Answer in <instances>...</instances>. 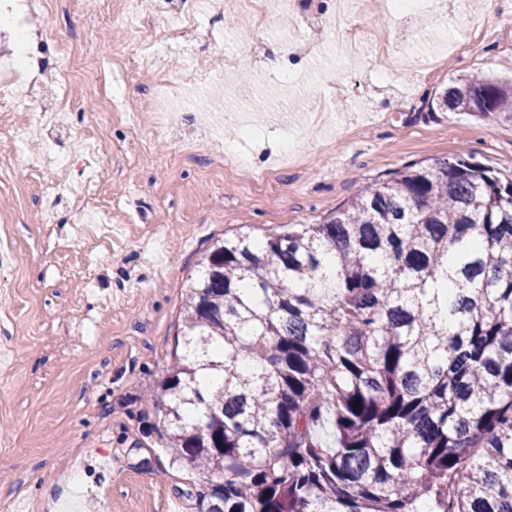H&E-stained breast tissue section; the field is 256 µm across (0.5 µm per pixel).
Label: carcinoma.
<instances>
[{
  "label": "carcinoma",
  "instance_id": "carcinoma-1",
  "mask_svg": "<svg viewBox=\"0 0 512 512\" xmlns=\"http://www.w3.org/2000/svg\"><path fill=\"white\" fill-rule=\"evenodd\" d=\"M435 109L512 118V86L467 76ZM204 261L158 403L200 509L512 512V173L412 163Z\"/></svg>",
  "mask_w": 512,
  "mask_h": 512
}]
</instances>
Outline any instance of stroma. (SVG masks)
Masks as SVG:
<instances>
[{"label": "stroma", "mask_w": 512, "mask_h": 512, "mask_svg": "<svg viewBox=\"0 0 512 512\" xmlns=\"http://www.w3.org/2000/svg\"><path fill=\"white\" fill-rule=\"evenodd\" d=\"M148 0L137 30L130 0H109L99 19L105 59H121L128 82L102 75L97 91L76 86L58 113V137L14 139L24 115L0 111V214L11 224L14 263L0 264V512H45L37 475L70 467L81 480L67 512H199L203 481L173 460L155 426L153 396L174 360L186 287L219 240L264 236L291 224H316L366 186L409 162L472 157L512 172V120L432 112L428 102L454 81L482 73L512 81V0H467L447 19L408 24L396 12L364 17L382 34V51L428 55L423 76L396 73L376 89L377 50L337 59L334 34L311 53L292 55L280 32L301 35L299 20L270 14L261 41L264 79L248 60L251 13L211 0L179 47L153 57L161 41ZM225 34L197 41L198 25ZM238 57L229 70L225 60ZM202 61V71L191 69ZM174 75L179 127L160 131L147 103L158 71ZM302 73L305 83L292 82ZM349 86L348 109L327 111L336 84ZM251 96H244V85ZM129 108L98 128L100 97ZM105 138L108 171L93 205L76 215L66 196L47 197L30 159L45 150L65 158L66 178L86 175L80 139ZM248 159L211 160L228 145ZM54 207V223L42 221Z\"/></svg>", "instance_id": "1"}]
</instances>
